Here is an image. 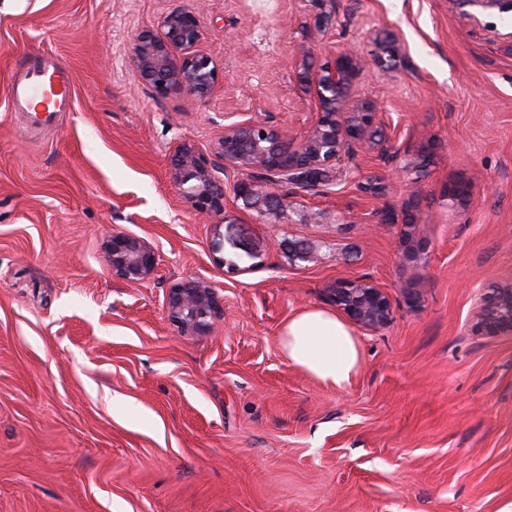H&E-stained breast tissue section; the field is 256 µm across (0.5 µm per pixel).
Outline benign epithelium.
I'll return each instance as SVG.
<instances>
[{
    "label": "benign epithelium",
    "instance_id": "obj_1",
    "mask_svg": "<svg viewBox=\"0 0 512 512\" xmlns=\"http://www.w3.org/2000/svg\"><path fill=\"white\" fill-rule=\"evenodd\" d=\"M203 0L197 5L181 3L170 8L158 21L157 29L145 30L133 40L130 60L139 79L160 97L184 95L204 101L218 78L215 61L198 50L204 38ZM366 65L356 51H340L332 66L307 72L303 79L314 91L317 118L299 137H291L266 123L248 118L237 120L235 112L224 113V133L201 152L183 141L174 149L169 179L184 202L205 218L224 214V181L235 172L258 174L274 186L294 184L317 191L321 173L344 157H355L372 147L370 136L378 119L374 102L349 105L347 89ZM239 249L245 244L226 238L215 225L211 250L214 260L224 263V240ZM104 248L112 274L129 282L152 278L159 266L156 249L146 240L122 232L105 235ZM330 300L355 325L374 331L392 314V302L372 281L357 277L328 289ZM166 310L181 336L209 333L216 319L224 316V301L205 281L186 277L169 288ZM479 332L495 336L512 334V282L489 288L481 296L473 315Z\"/></svg>",
    "mask_w": 512,
    "mask_h": 512
}]
</instances>
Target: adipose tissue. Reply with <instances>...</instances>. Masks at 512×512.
<instances>
[{
	"label": "adipose tissue",
	"instance_id": "adipose-tissue-1",
	"mask_svg": "<svg viewBox=\"0 0 512 512\" xmlns=\"http://www.w3.org/2000/svg\"><path fill=\"white\" fill-rule=\"evenodd\" d=\"M279 345L289 364L330 387H348L359 372L362 351L353 328L336 313L303 310L286 322Z\"/></svg>",
	"mask_w": 512,
	"mask_h": 512
}]
</instances>
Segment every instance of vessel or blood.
<instances>
[{"mask_svg":"<svg viewBox=\"0 0 512 512\" xmlns=\"http://www.w3.org/2000/svg\"><path fill=\"white\" fill-rule=\"evenodd\" d=\"M74 77L62 61H48L41 53L19 56L10 92L8 108L29 112L37 124H47L53 113L74 109Z\"/></svg>","mask_w":512,"mask_h":512,"instance_id":"obj_1","label":"vessel or blood"}]
</instances>
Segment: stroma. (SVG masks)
Returning a JSON list of instances; mask_svg holds the SVG:
<instances>
[{
    "label": "stroma",
    "mask_w": 512,
    "mask_h": 512,
    "mask_svg": "<svg viewBox=\"0 0 512 512\" xmlns=\"http://www.w3.org/2000/svg\"><path fill=\"white\" fill-rule=\"evenodd\" d=\"M172 0H0V512H512V335L473 329L512 281V13L467 0H207L208 100L155 97L129 61ZM389 42L396 62L373 59ZM343 48L369 61L351 94L379 105L382 149L314 193L227 190L244 249L172 186L177 144L208 150L240 112L290 135L315 118L297 72ZM74 74V111L33 127L7 108L13 61ZM158 251L114 276L104 228ZM428 243L403 257L406 233ZM192 276L224 300L203 336L166 315ZM365 277L390 322L356 329L342 390L283 357L295 313Z\"/></svg>",
    "instance_id": "obj_1"
}]
</instances>
